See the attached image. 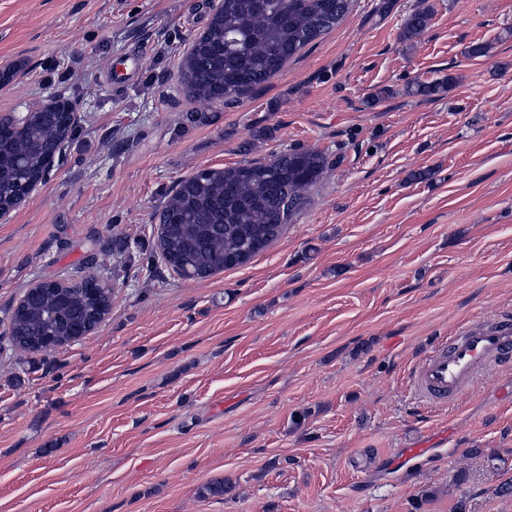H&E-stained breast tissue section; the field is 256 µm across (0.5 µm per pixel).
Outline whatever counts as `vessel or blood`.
I'll use <instances>...</instances> for the list:
<instances>
[{
  "label": "vessel or blood",
  "instance_id": "vessel-or-blood-1",
  "mask_svg": "<svg viewBox=\"0 0 512 512\" xmlns=\"http://www.w3.org/2000/svg\"><path fill=\"white\" fill-rule=\"evenodd\" d=\"M512 366V319L463 322L448 335L437 337L431 349L420 359L410 374L409 383L415 395L426 405L445 408L456 404L495 368ZM423 444L400 449L381 457L382 465L391 469L430 456Z\"/></svg>",
  "mask_w": 512,
  "mask_h": 512
}]
</instances>
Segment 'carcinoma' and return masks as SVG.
Wrapping results in <instances>:
<instances>
[{
  "label": "carcinoma",
  "instance_id": "carcinoma-1",
  "mask_svg": "<svg viewBox=\"0 0 512 512\" xmlns=\"http://www.w3.org/2000/svg\"><path fill=\"white\" fill-rule=\"evenodd\" d=\"M351 0H223L218 21L209 25L192 49L196 57L188 72L193 97L206 103L239 102L268 83L304 47L331 30L349 12ZM430 19L429 9L412 12L403 36H421ZM449 80L416 82L406 92L430 98L443 92ZM70 127L60 117L36 124L35 137L47 151L64 141ZM42 157L5 175L0 182V207L9 209L27 194L41 171ZM327 158L307 149L283 152L268 161H246L212 176L198 171L176 187L163 212L177 223L166 230L161 253L174 254L181 266L174 271L191 280H205L231 268L230 254L252 244L264 250L276 240L307 203L312 186L323 178ZM103 282L94 274L71 286V304H56L46 292L20 322L21 336L11 337L20 351L39 353V342L65 336L71 323L91 308L89 289ZM236 483L215 478L201 486L200 495H231Z\"/></svg>",
  "mask_w": 512,
  "mask_h": 512
}]
</instances>
